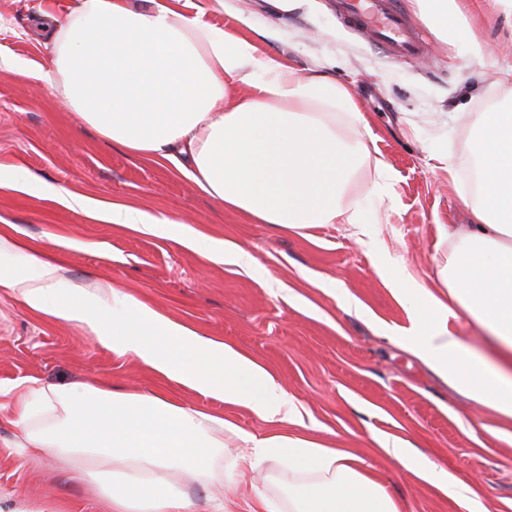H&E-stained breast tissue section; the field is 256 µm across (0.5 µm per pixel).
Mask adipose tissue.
I'll return each mask as SVG.
<instances>
[{
  "label": "adipose tissue",
  "instance_id": "obj_1",
  "mask_svg": "<svg viewBox=\"0 0 512 512\" xmlns=\"http://www.w3.org/2000/svg\"><path fill=\"white\" fill-rule=\"evenodd\" d=\"M417 5L442 40L462 44L478 58L487 54L472 34L463 0ZM41 27L71 110L104 138L171 163L199 191L256 223L285 228L340 220L359 236L369 235L362 209L341 205L370 156L366 141L348 137L337 117L343 111L352 121L361 119L350 87L323 73L304 76L209 23L203 10L192 13L172 0H79L66 24L47 15ZM234 84L246 87V95L228 99L226 88ZM475 126L477 190L464 201L469 222L453 232L438 229L440 240L458 238L441 271L448 294L397 291L409 323L381 331L511 422L512 376L475 355L458 327L473 321L512 351V105L479 113ZM46 191L110 224L150 233L164 227L128 204H104L53 185ZM173 238L202 248L216 262L249 261L231 242L205 240L185 224ZM24 266L25 274L1 277L0 288L49 318L78 322L117 355L249 409L268 427L259 438L230 421L141 392L31 382L16 396L0 387V397L12 400L32 457L90 451L72 478L102 481L112 512H197L183 487L192 480L208 489L228 436L245 448L233 470L273 461L287 471L288 498L269 504L267 512H399L362 457L300 433L303 419L250 355L167 318L116 284L105 288L111 314L95 300L63 303L59 266L33 254L25 255ZM47 410L62 411L63 422L47 434L32 431L33 419ZM370 439L464 512H491L466 483L419 467L409 440L376 432Z\"/></svg>",
  "mask_w": 512,
  "mask_h": 512
}]
</instances>
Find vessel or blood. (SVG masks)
Masks as SVG:
<instances>
[{"label":"vessel or blood","instance_id":"vessel-or-blood-1","mask_svg":"<svg viewBox=\"0 0 512 512\" xmlns=\"http://www.w3.org/2000/svg\"><path fill=\"white\" fill-rule=\"evenodd\" d=\"M337 11L347 23L374 32L379 44L401 56L419 48L413 25L397 13L393 0H339Z\"/></svg>","mask_w":512,"mask_h":512}]
</instances>
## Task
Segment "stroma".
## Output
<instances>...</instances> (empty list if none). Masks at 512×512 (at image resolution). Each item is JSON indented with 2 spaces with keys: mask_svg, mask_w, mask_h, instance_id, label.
Segmentation results:
<instances>
[{
  "mask_svg": "<svg viewBox=\"0 0 512 512\" xmlns=\"http://www.w3.org/2000/svg\"><path fill=\"white\" fill-rule=\"evenodd\" d=\"M194 2L209 22L252 40L260 53L354 89L365 118L355 131L374 142L388 192L370 194L378 173L368 163L343 203L361 206L375 235L357 242L350 224L273 230L224 208L170 163L105 139L69 110L62 88L37 77L51 71L52 60L31 18L45 10L66 20L72 0H0V228L12 242L0 252V276L23 273L18 254L32 252L60 267L62 302L93 298L115 282L164 316L237 346L311 414L310 437L365 458L400 512L460 509L369 446L370 432L410 440L422 466L447 471L497 512H512V438L485 430L495 412L379 330L409 323L395 289L446 290L439 271L453 244L440 241L438 227L466 223L474 119L512 97V86L500 80L512 67V14L495 0H478L471 26L489 46L479 59L439 39L415 0H394L423 39L418 54L397 57L339 20L334 0H297L287 13L276 0H232L231 15L208 11V0ZM15 62L27 73L10 71ZM443 154L452 170L440 163ZM45 182L234 242L255 263L244 269L213 262L163 233L92 218L43 195ZM25 378L162 394L245 432L266 430L250 411L166 381L79 324L45 318L0 288V385ZM12 418V408L0 407V512H111L106 497L71 480L76 462L69 455L33 459L18 449L22 430ZM278 477L271 463L246 473L224 512H257L260 497L281 495Z\"/></svg>",
  "mask_w": 512,
  "mask_h": 512,
  "instance_id": "stroma-1",
  "label": "stroma"
}]
</instances>
